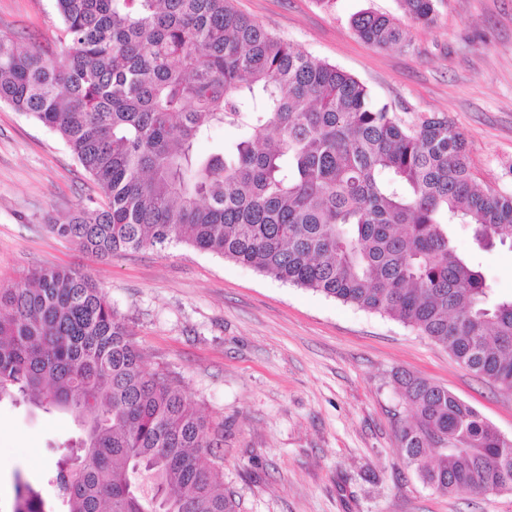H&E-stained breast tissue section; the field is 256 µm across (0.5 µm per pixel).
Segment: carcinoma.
Listing matches in <instances>:
<instances>
[{
	"label": "carcinoma",
	"mask_w": 512,
	"mask_h": 512,
	"mask_svg": "<svg viewBox=\"0 0 512 512\" xmlns=\"http://www.w3.org/2000/svg\"><path fill=\"white\" fill-rule=\"evenodd\" d=\"M232 0H54L66 48L50 58L0 30V103L52 128L96 181L47 225L99 258L185 242L380 315L512 390V298L457 253L512 245V193L476 183L444 115L403 121L345 71L237 12ZM437 24V0H398ZM355 33L402 47L401 25L362 12ZM240 130L229 151L196 144ZM104 289L65 267L0 288V401L71 415L79 435L47 475L66 512H240L217 479L224 421L146 369ZM413 422L407 466L437 493L512 491V443L443 386L396 374ZM11 512H49L14 473Z\"/></svg>",
	"instance_id": "1"
}]
</instances>
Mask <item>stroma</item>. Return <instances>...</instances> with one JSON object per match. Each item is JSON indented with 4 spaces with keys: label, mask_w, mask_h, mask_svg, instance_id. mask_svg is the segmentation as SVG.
Instances as JSON below:
<instances>
[{
    "label": "stroma",
    "mask_w": 512,
    "mask_h": 512,
    "mask_svg": "<svg viewBox=\"0 0 512 512\" xmlns=\"http://www.w3.org/2000/svg\"><path fill=\"white\" fill-rule=\"evenodd\" d=\"M271 33L366 84L404 120L448 117L467 139L483 187L512 192V0H438L434 27L408 24L405 48L362 41L363 11L400 17L397 0H233ZM0 30L60 54L53 0H0ZM61 138L0 103V288L36 267L91 276L148 356L203 413L224 422L225 490L242 512H512V491L448 497L404 463L409 419L395 383L407 371L448 388L512 439V393L477 377L401 321L265 276L184 242L101 259L46 226L98 197ZM454 244L512 296V248L479 249L467 225ZM78 427L62 413L0 403V512L14 471L61 502L45 476Z\"/></svg>",
    "instance_id": "1"
}]
</instances>
